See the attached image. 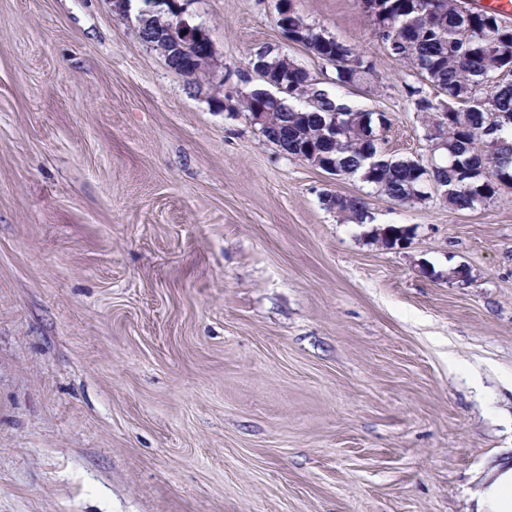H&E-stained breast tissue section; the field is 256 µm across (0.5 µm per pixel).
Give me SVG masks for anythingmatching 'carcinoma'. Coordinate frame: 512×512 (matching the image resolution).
Segmentation results:
<instances>
[{
	"instance_id": "obj_1",
	"label": "carcinoma",
	"mask_w": 512,
	"mask_h": 512,
	"mask_svg": "<svg viewBox=\"0 0 512 512\" xmlns=\"http://www.w3.org/2000/svg\"><path fill=\"white\" fill-rule=\"evenodd\" d=\"M293 16L303 34L301 45L321 60L334 56L341 62L335 68L337 86L359 84L373 71L353 47L322 30L308 34L310 24L296 12ZM367 17L387 53L414 69L435 92L429 97L410 87L415 112L423 118L435 110L448 113V127L437 128L448 137V160L431 168L422 157L388 156L356 130L347 131L340 144L327 146L320 141V130L328 113L321 106L303 108L291 96L267 106L281 130L301 133L284 140V152L296 157L308 148L320 151L336 174H358L399 205L417 203L416 189L424 177L448 189L451 210L474 209L494 198L512 182V82L496 80L512 68V25H500L504 17L494 11H466L462 0H385L382 13ZM482 140L493 141L490 164L472 148ZM323 203L343 223L368 221L362 199L328 194ZM374 233L376 241L388 245L406 228L387 224Z\"/></svg>"
}]
</instances>
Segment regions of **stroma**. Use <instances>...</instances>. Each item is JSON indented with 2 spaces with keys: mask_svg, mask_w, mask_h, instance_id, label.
<instances>
[{
  "mask_svg": "<svg viewBox=\"0 0 512 512\" xmlns=\"http://www.w3.org/2000/svg\"><path fill=\"white\" fill-rule=\"evenodd\" d=\"M179 3L222 100L139 39L145 0H0V512H472L512 458V188L401 206L236 111L268 46L424 154L356 0H294L372 62L344 88L273 0ZM331 198V201H330ZM327 209L336 212L337 218L347 224H367L368 210L365 201L361 198H348L335 194H327L323 200Z\"/></svg>",
  "mask_w": 512,
  "mask_h": 512,
  "instance_id": "1",
  "label": "stroma"
}]
</instances>
